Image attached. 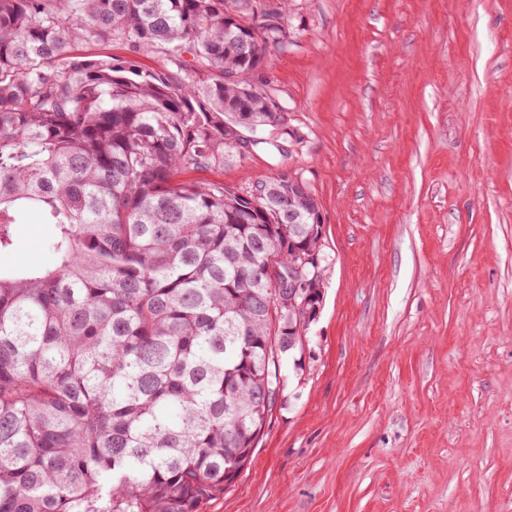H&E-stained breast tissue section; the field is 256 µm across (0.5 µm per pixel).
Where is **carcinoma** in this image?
Returning a JSON list of instances; mask_svg holds the SVG:
<instances>
[{
  "mask_svg": "<svg viewBox=\"0 0 512 512\" xmlns=\"http://www.w3.org/2000/svg\"><path fill=\"white\" fill-rule=\"evenodd\" d=\"M289 0H0V253L27 213L54 261L0 270V512H201L234 486L321 307L270 310L322 251L301 174L185 172L301 139L253 90ZM120 41L167 63L88 58Z\"/></svg>",
  "mask_w": 512,
  "mask_h": 512,
  "instance_id": "cac0c4a2",
  "label": "carcinoma"
}]
</instances>
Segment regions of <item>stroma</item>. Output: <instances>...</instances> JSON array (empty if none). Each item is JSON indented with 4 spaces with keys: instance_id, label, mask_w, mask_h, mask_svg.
<instances>
[{
    "instance_id": "1",
    "label": "stroma",
    "mask_w": 512,
    "mask_h": 512,
    "mask_svg": "<svg viewBox=\"0 0 512 512\" xmlns=\"http://www.w3.org/2000/svg\"><path fill=\"white\" fill-rule=\"evenodd\" d=\"M258 76L303 133L323 303L237 484L202 512H512V0H291ZM23 217L0 266L48 264Z\"/></svg>"
}]
</instances>
